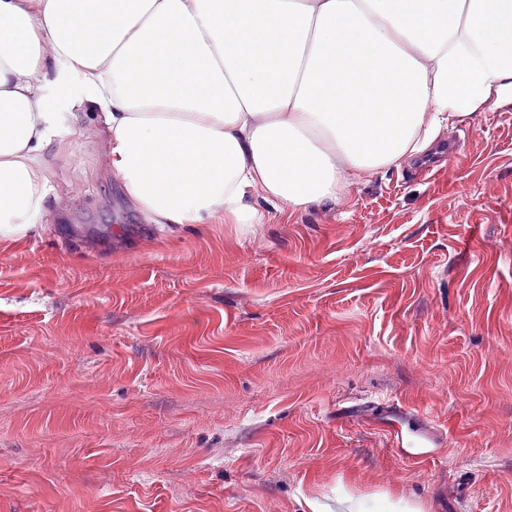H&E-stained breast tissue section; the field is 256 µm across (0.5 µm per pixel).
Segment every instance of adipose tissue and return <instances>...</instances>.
I'll return each mask as SVG.
<instances>
[{
    "mask_svg": "<svg viewBox=\"0 0 512 512\" xmlns=\"http://www.w3.org/2000/svg\"><path fill=\"white\" fill-rule=\"evenodd\" d=\"M495 98H512V0H0V236L41 217L42 155L82 104L139 215L261 224L334 203Z\"/></svg>",
    "mask_w": 512,
    "mask_h": 512,
    "instance_id": "obj_1",
    "label": "adipose tissue"
}]
</instances>
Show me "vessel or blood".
<instances>
[{"label": "vessel or blood", "mask_w": 512, "mask_h": 512, "mask_svg": "<svg viewBox=\"0 0 512 512\" xmlns=\"http://www.w3.org/2000/svg\"><path fill=\"white\" fill-rule=\"evenodd\" d=\"M380 413L390 421L388 436L402 463L415 464L443 459L448 439L424 413L415 414L418 427L413 431L405 429L402 423L404 415L411 413L409 407L397 402H384L380 405Z\"/></svg>", "instance_id": "vessel-or-blood-1"}]
</instances>
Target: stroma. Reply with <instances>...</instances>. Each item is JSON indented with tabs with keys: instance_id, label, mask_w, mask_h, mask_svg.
Segmentation results:
<instances>
[{
	"instance_id": "obj_1",
	"label": "stroma",
	"mask_w": 512,
	"mask_h": 512,
	"mask_svg": "<svg viewBox=\"0 0 512 512\" xmlns=\"http://www.w3.org/2000/svg\"><path fill=\"white\" fill-rule=\"evenodd\" d=\"M336 203L155 224L81 109L47 215L0 238V512H512V100ZM421 410L402 465L373 406ZM381 416L388 417V436L391 447L404 464H415L443 459L448 439L438 431L432 420L423 412H417L400 403L381 402L378 404ZM406 414H413L418 421L416 431L405 429L401 419ZM411 448H420L416 451ZM341 501L351 512H426L420 500L396 498L388 492H376L364 497L341 489Z\"/></svg>"
}]
</instances>
